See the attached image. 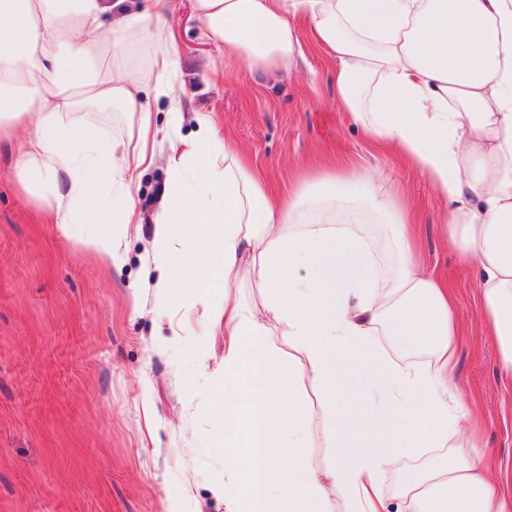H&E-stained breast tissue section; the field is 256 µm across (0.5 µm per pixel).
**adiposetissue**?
Masks as SVG:
<instances>
[{"mask_svg": "<svg viewBox=\"0 0 512 512\" xmlns=\"http://www.w3.org/2000/svg\"><path fill=\"white\" fill-rule=\"evenodd\" d=\"M164 0H0V139L34 118L22 189L86 249L114 260L139 223L136 175L155 158L146 88L170 95L178 48L154 21ZM228 59L271 72L299 49L297 22L336 59V100L373 142L407 158L448 206L446 241L478 271L480 310L512 378V0H194ZM125 112L135 141L87 113ZM168 115V178L155 219L153 311L199 305L224 334L218 431L224 512H512L460 440L449 377L454 296L413 252L403 202L369 171L323 168L272 199L257 167L227 152L211 117L181 135ZM116 228H98L102 212ZM368 224L388 225L398 260L381 271ZM249 281L262 308L217 290ZM282 328L288 351L269 339ZM317 393L334 450L309 464ZM453 447L404 470L389 506L381 476L409 448Z\"/></svg>", "mask_w": 512, "mask_h": 512, "instance_id": "ef3b65f1", "label": "adipose tissue"}]
</instances>
